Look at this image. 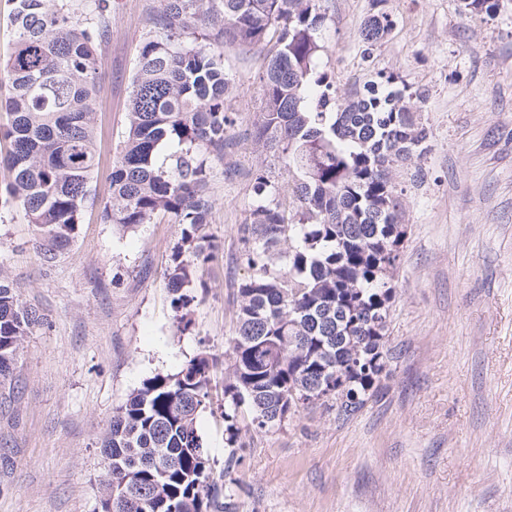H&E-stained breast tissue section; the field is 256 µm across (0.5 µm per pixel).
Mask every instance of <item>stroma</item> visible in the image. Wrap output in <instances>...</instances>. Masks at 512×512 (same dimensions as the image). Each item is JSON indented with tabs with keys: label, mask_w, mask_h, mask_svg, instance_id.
<instances>
[{
	"label": "stroma",
	"mask_w": 512,
	"mask_h": 512,
	"mask_svg": "<svg viewBox=\"0 0 512 512\" xmlns=\"http://www.w3.org/2000/svg\"><path fill=\"white\" fill-rule=\"evenodd\" d=\"M162 0H108L94 99L91 196L68 251L44 265L24 211L0 208V269L45 321L0 387V512H97L99 440L113 409L192 357L223 358L247 273L238 230L256 200L250 138L264 53L223 45L235 93L232 146L213 164L209 234L190 330L174 325L166 269L180 228L100 221L148 18ZM394 26L366 53L372 0H327L320 69L338 94L395 75L423 92L428 149L399 166L406 236L388 324L390 374L349 416L328 399L279 428L242 431L237 512H512V0H389ZM197 426L228 456L224 368Z\"/></svg>",
	"instance_id": "obj_1"
}]
</instances>
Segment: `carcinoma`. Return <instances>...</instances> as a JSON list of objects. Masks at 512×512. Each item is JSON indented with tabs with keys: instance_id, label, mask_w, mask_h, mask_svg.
I'll list each match as a JSON object with an SVG mask.
<instances>
[{
	"instance_id": "obj_1",
	"label": "carcinoma",
	"mask_w": 512,
	"mask_h": 512,
	"mask_svg": "<svg viewBox=\"0 0 512 512\" xmlns=\"http://www.w3.org/2000/svg\"><path fill=\"white\" fill-rule=\"evenodd\" d=\"M387 0H372L360 25L366 51L392 30ZM322 0H162L150 16L131 83L127 135L112 169L102 220L123 230L166 217L181 227L167 278L177 328L192 323L197 273L218 245L207 233L210 163L224 162L234 119L223 55L198 42L267 51L253 144L263 159L256 203L240 228L249 275L237 290L227 339L224 425L235 445L239 414L269 431L332 392L350 415L383 387L392 286L405 235L394 170L427 149L423 95L382 77L337 98L318 58ZM108 27L80 19L70 0H16L14 49L0 62L6 122L0 141L9 182L0 205L22 208L43 262L77 236L95 167L92 107L97 46ZM292 197H280L272 161ZM44 323L0 269V378L16 368L27 336ZM213 359L158 373L112 412L100 439V512H236L231 466L220 474L197 427L211 405ZM135 480H126L128 474Z\"/></svg>"
}]
</instances>
